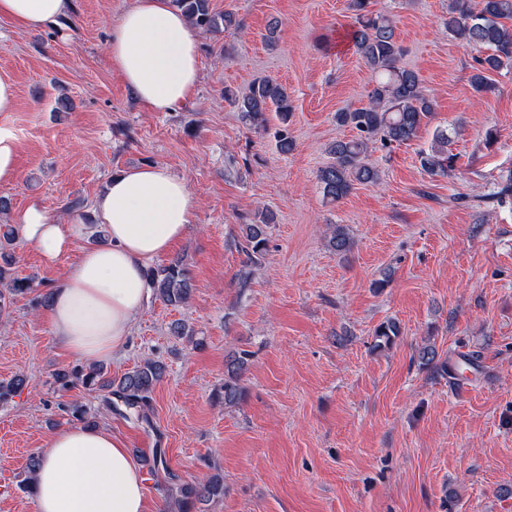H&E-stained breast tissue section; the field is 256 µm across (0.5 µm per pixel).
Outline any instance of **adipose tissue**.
<instances>
[{
	"label": "adipose tissue",
	"instance_id": "adipose-tissue-1",
	"mask_svg": "<svg viewBox=\"0 0 512 512\" xmlns=\"http://www.w3.org/2000/svg\"><path fill=\"white\" fill-rule=\"evenodd\" d=\"M72 0H0V18L34 30L67 15ZM107 51L113 69L152 112L188 99L199 80L198 41L171 0H136L113 24ZM195 199L168 166L112 175L91 216L105 244L77 248L84 223L58 224L30 208L19 226L43 260L75 253L49 301L55 341L84 363L123 352L152 289L150 261L167 252L192 222ZM34 485L36 512H148L142 477L124 442L104 429L70 425L43 442Z\"/></svg>",
	"mask_w": 512,
	"mask_h": 512
}]
</instances>
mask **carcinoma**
Here are the masks:
<instances>
[{"label": "carcinoma", "instance_id": "obj_1", "mask_svg": "<svg viewBox=\"0 0 512 512\" xmlns=\"http://www.w3.org/2000/svg\"><path fill=\"white\" fill-rule=\"evenodd\" d=\"M173 5L198 30L222 34L237 30L239 22L230 12H216L210 0H172ZM371 0H349L354 13V25L347 32L349 47L375 74V84L369 91L366 105L354 110L336 113L341 126H349L357 135L348 140H338L329 149L330 161L318 170L317 179L323 196L330 202L345 198L354 184H375L378 171L366 162L370 145L380 141L388 146L393 143L407 144L418 137L434 112L431 96L422 86L418 74L401 66L404 55L397 41L395 21L370 9ZM512 0H479L474 8L469 0H451L445 21L448 33L461 43L488 50V54L474 58L472 88L477 93L491 90L487 73L512 66ZM225 97L242 114V118L256 129H264L269 121L268 113H276L281 122L288 123L293 111L286 88L271 78L253 81L247 91L238 94L231 91ZM455 155L448 152V134L439 132L434 145L419 153L421 168L430 175H444L452 171ZM274 223L271 212H261L252 223L245 225L244 252L251 263L264 258L267 244V228ZM18 237L16 226L0 224V315H4L19 295L33 290L32 279L13 274L9 255L4 250L12 246ZM329 246L338 253H346L352 240L346 229L336 224L331 229ZM153 291L166 304L179 307L187 304L191 296L190 277L182 262L175 260L147 271ZM399 328L393 323L381 325L376 331V347L391 344L398 336ZM246 358L228 361L224 377V403L232 404L243 395L241 373ZM163 367L146 362L124 374L117 386L104 378L103 367L91 366L63 370L56 373V382L67 390L82 385L88 390H105L103 403L112 407L117 398L129 408H144L150 401L156 384L163 377ZM25 385L22 378L0 382V404H5L20 393ZM224 495V483L213 478L208 483L178 488L175 507L178 512H191V507L201 501H209Z\"/></svg>", "mask_w": 512, "mask_h": 512}]
</instances>
